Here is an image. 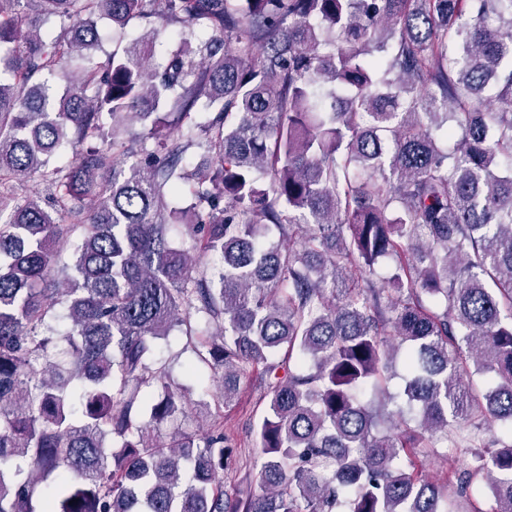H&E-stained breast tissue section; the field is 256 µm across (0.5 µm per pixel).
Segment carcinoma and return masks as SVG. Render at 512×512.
Instances as JSON below:
<instances>
[{"label": "carcinoma", "mask_w": 512, "mask_h": 512, "mask_svg": "<svg viewBox=\"0 0 512 512\" xmlns=\"http://www.w3.org/2000/svg\"><path fill=\"white\" fill-rule=\"evenodd\" d=\"M140 17L96 58L99 19ZM2 256L0 512H448L480 473L512 512V0H0ZM193 317L219 404L273 377L255 494L224 489L223 414L153 435ZM441 442L475 462L442 484Z\"/></svg>", "instance_id": "obj_1"}]
</instances>
